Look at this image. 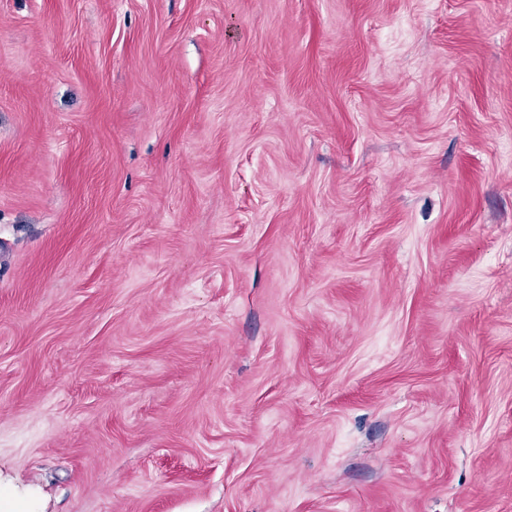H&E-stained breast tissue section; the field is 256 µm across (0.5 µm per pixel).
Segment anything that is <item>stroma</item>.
I'll return each mask as SVG.
<instances>
[{
    "label": "stroma",
    "instance_id": "1",
    "mask_svg": "<svg viewBox=\"0 0 512 512\" xmlns=\"http://www.w3.org/2000/svg\"><path fill=\"white\" fill-rule=\"evenodd\" d=\"M0 512H512V0H0Z\"/></svg>",
    "mask_w": 512,
    "mask_h": 512
}]
</instances>
